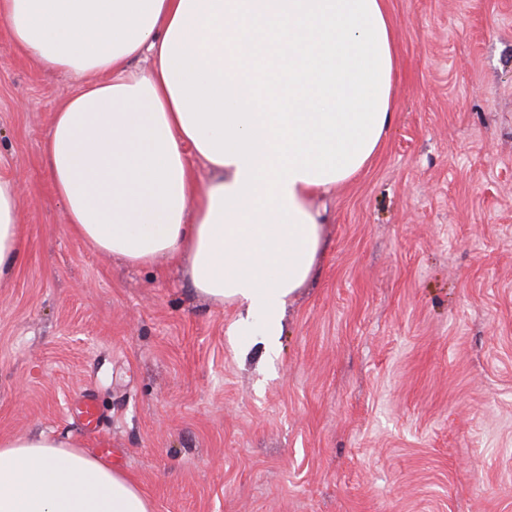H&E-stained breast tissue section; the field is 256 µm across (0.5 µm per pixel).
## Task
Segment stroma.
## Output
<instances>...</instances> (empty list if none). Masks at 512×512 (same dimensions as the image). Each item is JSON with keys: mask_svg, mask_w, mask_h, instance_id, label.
Returning <instances> with one entry per match:
<instances>
[{"mask_svg": "<svg viewBox=\"0 0 512 512\" xmlns=\"http://www.w3.org/2000/svg\"><path fill=\"white\" fill-rule=\"evenodd\" d=\"M397 119L324 199L275 347L177 264L70 234L42 146L73 87L0 24V437L108 448L155 512H512V0H387ZM103 416L88 429L77 399ZM22 202L16 181L0 179V279L22 261Z\"/></svg>", "mask_w": 512, "mask_h": 512, "instance_id": "stroma-1", "label": "stroma"}]
</instances>
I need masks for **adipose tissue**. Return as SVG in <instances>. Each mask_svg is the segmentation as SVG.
I'll use <instances>...</instances> for the list:
<instances>
[{"mask_svg":"<svg viewBox=\"0 0 512 512\" xmlns=\"http://www.w3.org/2000/svg\"><path fill=\"white\" fill-rule=\"evenodd\" d=\"M0 23L77 82L42 147L71 233L135 266L185 263L196 292L279 336L324 249L316 196L396 120L384 0H0ZM21 217L0 179V278L23 258ZM0 512L154 509L126 471L41 434L0 439Z\"/></svg>","mask_w":512,"mask_h":512,"instance_id":"obj_1","label":"adipose tissue"}]
</instances>
